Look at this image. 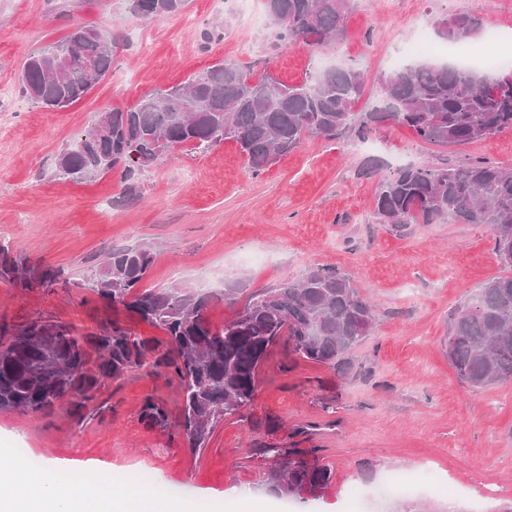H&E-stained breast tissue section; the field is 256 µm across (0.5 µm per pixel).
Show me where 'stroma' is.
Segmentation results:
<instances>
[{"label": "stroma", "instance_id": "1", "mask_svg": "<svg viewBox=\"0 0 512 512\" xmlns=\"http://www.w3.org/2000/svg\"><path fill=\"white\" fill-rule=\"evenodd\" d=\"M343 39L314 49L296 43L272 49L265 0H188L177 14L150 22L131 17L129 0H0V225L13 227L14 253L29 264L60 269L63 280L24 290L0 280V323L41 319L83 334L120 323L133 334L164 339L162 330L105 314L82 288L115 247L144 245L155 254L147 288L203 292L219 325L236 312L223 292L244 294L332 266L373 301V332L349 355L350 374L314 364L284 346L263 366L257 397L243 416L224 420L205 448L194 451L174 427L141 418L153 398L177 419L178 380L143 366L106 381L94 402H63L44 413L0 412V462L18 450L48 459L74 477L112 472L116 490L135 485L181 503L184 512H240L228 485L253 487L255 512H347L351 489L372 492L391 472L435 466L438 492L369 501L364 512H504L512 506V382L476 389L456 376L444 339L452 315L489 280L504 274L485 224H416L401 236L375 216L376 186L409 165L484 159L512 170V132L459 147L420 142L388 125L359 139L306 141L253 174L236 143L199 154L175 148L140 176L124 196L120 172L91 182L55 174L58 153L96 112L127 109L147 93L184 83L229 61L287 84L313 68L349 65L368 76L358 110L371 108L378 78L392 68L420 29L436 33L438 18L465 12L485 27L512 28V0H350ZM111 34L112 72L64 111L37 105L19 87L27 55L75 26ZM214 29L204 39V29ZM278 425L268 431V422ZM313 425L310 437L294 429ZM316 449L332 480L319 497L283 501L268 489L275 463L266 448Z\"/></svg>", "mask_w": 512, "mask_h": 512}]
</instances>
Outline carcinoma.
Returning <instances> with one entry per match:
<instances>
[{
  "label": "carcinoma",
  "instance_id": "1",
  "mask_svg": "<svg viewBox=\"0 0 512 512\" xmlns=\"http://www.w3.org/2000/svg\"><path fill=\"white\" fill-rule=\"evenodd\" d=\"M187 0H131L133 18L158 7L157 17L180 12ZM275 48L302 41L325 47L346 31L350 0H266ZM482 28L474 15L437 20L448 43L465 44ZM72 29L63 39L30 53L21 70L23 93L44 108L62 110L83 98L111 70L114 41L83 37ZM506 69L493 76L451 62L425 60L379 77L382 104L355 108L366 79L354 67H331L298 84L270 74L257 76L233 63H218L187 83L157 90L129 109L95 116L55 163V174L90 181L121 170L133 182L164 152L185 146L206 153L226 140L239 145L249 167L260 173L310 138L362 137L387 124L404 125L435 145H462L512 131V83ZM380 222L397 232L413 224H487L504 268L512 256V172L481 160L462 164L407 166L379 182ZM143 246L116 248L83 280L106 309L124 310L166 333V349L132 336L112 321L99 334L79 335L69 324L32 321L0 325V411H51L67 398L80 409L99 385L117 380L152 360L178 379L182 407L174 427L195 451L215 427L240 416L257 396L258 376L272 348L282 344L300 357L343 374L349 353L372 332L374 307L350 279L334 268L315 267L259 296L249 297L232 318L215 326L206 316L208 297L169 288H139L154 263ZM57 269L30 265L0 245V279L21 288L56 282ZM459 379L472 388L512 381V276L487 282L454 316L445 340ZM150 425L169 424L167 410L152 398L142 405ZM314 450L285 448L268 474L270 491L284 499L315 496L331 482V470L310 463Z\"/></svg>",
  "mask_w": 512,
  "mask_h": 512
}]
</instances>
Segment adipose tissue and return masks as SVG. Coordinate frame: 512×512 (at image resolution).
<instances>
[{"instance_id": "adipose-tissue-1", "label": "adipose tissue", "mask_w": 512, "mask_h": 512, "mask_svg": "<svg viewBox=\"0 0 512 512\" xmlns=\"http://www.w3.org/2000/svg\"><path fill=\"white\" fill-rule=\"evenodd\" d=\"M0 512H181L177 503L141 489L112 490L110 472L78 481L54 465L34 469L16 460L0 466Z\"/></svg>"}]
</instances>
